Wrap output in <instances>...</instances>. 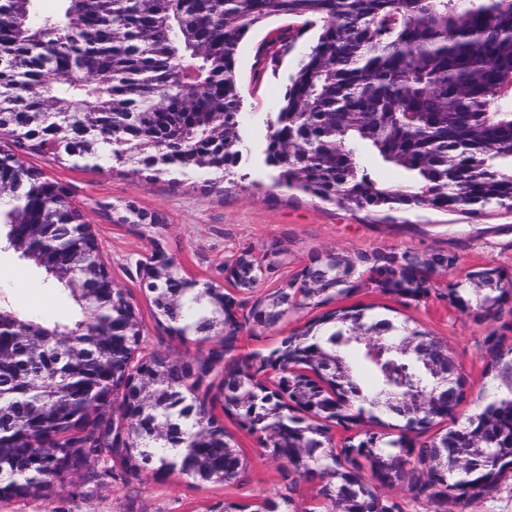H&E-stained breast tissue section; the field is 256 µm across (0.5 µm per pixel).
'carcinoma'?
Masks as SVG:
<instances>
[{
    "mask_svg": "<svg viewBox=\"0 0 512 512\" xmlns=\"http://www.w3.org/2000/svg\"><path fill=\"white\" fill-rule=\"evenodd\" d=\"M282 17L302 25L275 29L262 46L273 64L304 30L318 34L268 124L276 187L386 219L512 211V0H190L182 11L169 0H58L52 12L39 0H0V134L13 142L0 150V195L10 198L0 242L79 309L48 321L0 295V499L40 497L91 460L103 467L87 472L88 483L176 471L197 486L238 484L248 462L213 413L216 401L283 463L284 490L206 512H298L300 483L316 478L326 512H404L380 492L394 486L443 512L448 500L477 501L512 474V273L470 271L438 293L431 275L456 265L451 254H316L255 297L263 269L245 248L224 269L246 294L239 301L219 285L197 287L159 243L147 288L169 333H223L191 361L158 351L143 361L139 319L121 289L71 288L91 270L95 241L69 187L22 153L93 154L118 166L161 157L145 169L234 176L246 149L237 52L250 30ZM366 152L405 180L373 177ZM364 278L404 305L435 292L478 323L500 322L481 346V406L464 423L462 379L447 397L431 396L435 365H456L448 345L388 307H336L266 354H235L244 329L259 339L291 309L324 307ZM100 307L109 336L91 331ZM219 365L217 392L209 384L195 394ZM380 413L404 424L364 428ZM333 419L349 432L339 447Z\"/></svg>",
    "mask_w": 512,
    "mask_h": 512,
    "instance_id": "1",
    "label": "carcinoma"
}]
</instances>
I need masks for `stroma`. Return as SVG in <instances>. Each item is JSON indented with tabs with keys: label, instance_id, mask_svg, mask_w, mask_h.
Masks as SVG:
<instances>
[{
	"label": "stroma",
	"instance_id": "obj_1",
	"mask_svg": "<svg viewBox=\"0 0 512 512\" xmlns=\"http://www.w3.org/2000/svg\"><path fill=\"white\" fill-rule=\"evenodd\" d=\"M278 18L254 29L238 51V72L244 99L242 135L247 153L237 168L236 181L206 182L193 174L151 175L136 164L93 167L56 160L40 153L25 154L29 164L46 177L69 186L72 198L98 237L105 264L117 288L127 293L138 312L143 346L184 360L207 352L208 344L180 340L166 329L153 307L139 264L145 261L153 239H160L185 274L199 283L223 284V266L243 248L263 256L270 245L282 249V264L265 272L255 288L264 294L283 285L311 255L337 253L352 256L380 249L410 248L422 254H456L452 270L435 274L436 287L483 267L512 271V212L485 217L420 210L395 214L393 221L377 222L302 193L275 187L273 171L264 160L267 122L282 101L290 75L316 39L308 30L294 42L279 64H257L256 52L269 30L288 26ZM158 216L160 223L143 228L124 223L127 203ZM18 307L48 320L70 317L74 306L68 296L49 288L28 262L11 250L0 251V289ZM336 306H386L398 318L448 343L465 380V399L459 418L477 411L478 394L485 381L479 350L490 323H477L472 314L430 297L405 306L389 295L362 285L355 293L338 297ZM248 462L243 486L192 485L174 473L164 481L143 475L122 484L105 481L88 487L82 474L54 479L49 496L0 500V512H205L220 500L256 502L272 495L281 482L277 462L262 456L255 436L225 419Z\"/></svg>",
	"mask_w": 512,
	"mask_h": 512
}]
</instances>
